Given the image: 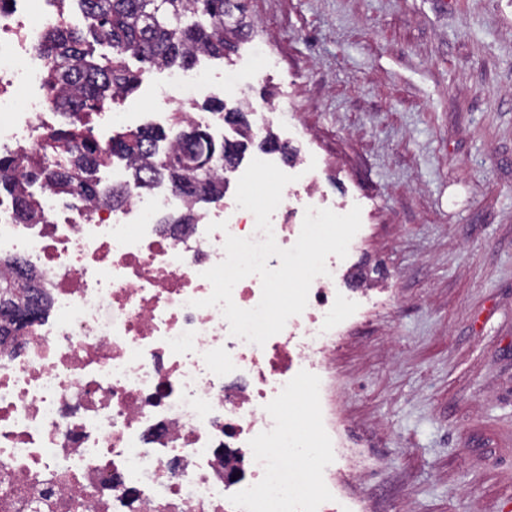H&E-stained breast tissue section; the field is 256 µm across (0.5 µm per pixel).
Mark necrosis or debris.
Here are the masks:
<instances>
[{"mask_svg": "<svg viewBox=\"0 0 512 512\" xmlns=\"http://www.w3.org/2000/svg\"><path fill=\"white\" fill-rule=\"evenodd\" d=\"M61 0H0V148L18 164L60 163L45 31L71 25ZM207 74L170 71L156 121L183 107L187 124L221 129L197 112ZM271 217L280 247L297 241L307 208L326 202L306 162ZM41 221L18 223L0 195V257L37 274L47 309L0 340V512H362L336 480L352 459L332 418L331 358L344 322L374 288L346 287V262L326 260L305 310L261 346L232 336L203 273L227 236L261 239L236 203L190 206L161 184L108 208L43 186ZM193 212L189 224L176 216ZM311 407L296 429L286 406Z\"/></svg>", "mask_w": 512, "mask_h": 512, "instance_id": "obj_1", "label": "necrosis or debris"}]
</instances>
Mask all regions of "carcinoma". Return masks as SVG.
<instances>
[{
    "instance_id": "carcinoma-1",
    "label": "carcinoma",
    "mask_w": 512,
    "mask_h": 512,
    "mask_svg": "<svg viewBox=\"0 0 512 512\" xmlns=\"http://www.w3.org/2000/svg\"><path fill=\"white\" fill-rule=\"evenodd\" d=\"M89 20L88 31L99 44L112 47L110 59L99 61L85 48L84 33L73 27L49 30L41 52L52 61L46 79L54 106L76 118L69 127L57 130L55 141L62 149L66 167L43 163L17 170L13 159L0 156V171H14L0 178V191L13 197L21 224H34L37 215L29 202L28 188L36 181L66 195H97L94 173L100 163L114 158L126 164V182L113 188L102 200L114 207L128 197L129 189L149 190L163 181L185 196L201 202L224 196V181L216 169L206 174L179 173L171 159H211L224 155V143H217L204 131L183 129L176 123L169 131L143 127L112 139L103 149L84 134L77 122L97 112L115 96L133 93L147 68L172 65L189 67L201 54L226 57L246 40L253 25L246 20L242 0H76ZM141 63L133 70L126 55ZM36 286L21 291L15 282L0 279V336L25 328L17 324L22 308L32 303L35 318L45 311L40 298L31 299Z\"/></svg>"
}]
</instances>
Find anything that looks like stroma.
<instances>
[{"mask_svg":"<svg viewBox=\"0 0 512 512\" xmlns=\"http://www.w3.org/2000/svg\"><path fill=\"white\" fill-rule=\"evenodd\" d=\"M257 35L202 56L212 99L288 95L331 201L361 208L352 260L390 303L336 348L365 512L512 505V0H245ZM275 56L277 71L259 70ZM165 71L116 99L152 124Z\"/></svg>","mask_w":512,"mask_h":512,"instance_id":"1","label":"stroma"}]
</instances>
